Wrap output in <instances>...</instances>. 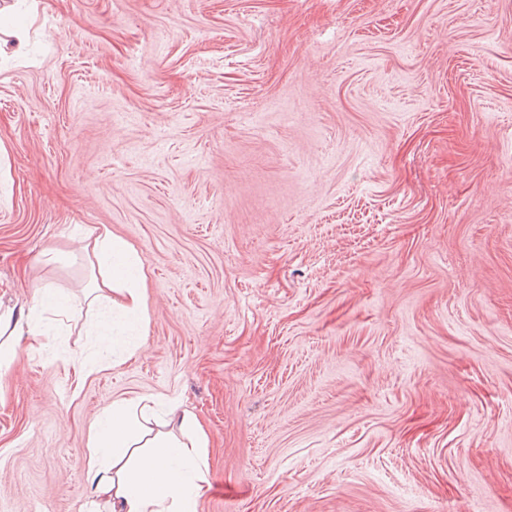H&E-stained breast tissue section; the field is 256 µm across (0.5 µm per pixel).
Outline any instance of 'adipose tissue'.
<instances>
[{"instance_id": "adipose-tissue-1", "label": "adipose tissue", "mask_w": 512, "mask_h": 512, "mask_svg": "<svg viewBox=\"0 0 512 512\" xmlns=\"http://www.w3.org/2000/svg\"><path fill=\"white\" fill-rule=\"evenodd\" d=\"M83 250L99 273L95 302L103 346L127 332L143 335L149 318L147 274L132 244L107 225L83 231ZM68 314L65 294L45 290L28 313L0 314V335L38 342L45 311ZM208 438L197 416L153 396L113 400L90 428L84 474L91 502L105 512H197L209 485Z\"/></svg>"}]
</instances>
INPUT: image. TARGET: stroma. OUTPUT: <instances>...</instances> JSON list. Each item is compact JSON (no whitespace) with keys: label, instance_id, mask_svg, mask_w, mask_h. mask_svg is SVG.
Masks as SVG:
<instances>
[{"label":"stroma","instance_id":"35a3bbf8","mask_svg":"<svg viewBox=\"0 0 512 512\" xmlns=\"http://www.w3.org/2000/svg\"><path fill=\"white\" fill-rule=\"evenodd\" d=\"M0 58V512H90L94 420L182 402L198 512H512V0H25ZM147 270L113 365L78 230ZM0 55L11 53L23 55L28 48V39L24 23L6 12V8H0ZM67 296L63 293L46 289L41 295L34 296L31 308L27 314L21 311L14 319L13 311L0 314V337H13L15 344L26 337L31 343L39 342L42 336H47V331L41 324V315L50 310L58 318L68 315Z\"/></svg>","mask_w":512,"mask_h":512}]
</instances>
